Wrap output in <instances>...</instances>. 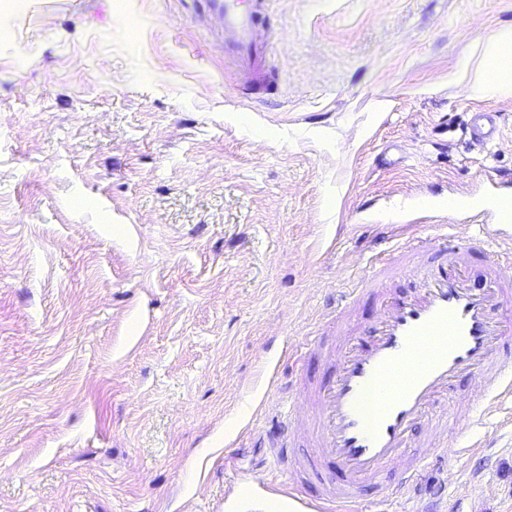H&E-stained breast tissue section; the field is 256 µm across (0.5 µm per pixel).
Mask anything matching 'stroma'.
<instances>
[{
  "label": "stroma",
  "mask_w": 512,
  "mask_h": 512,
  "mask_svg": "<svg viewBox=\"0 0 512 512\" xmlns=\"http://www.w3.org/2000/svg\"><path fill=\"white\" fill-rule=\"evenodd\" d=\"M259 11L247 57L205 0H0V512H278L268 420L327 377L369 225L512 189V98L461 78L512 0ZM503 414L392 512H512Z\"/></svg>",
  "instance_id": "stroma-1"
}]
</instances>
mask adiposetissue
<instances>
[{"label": "adipose tissue", "mask_w": 512, "mask_h": 512, "mask_svg": "<svg viewBox=\"0 0 512 512\" xmlns=\"http://www.w3.org/2000/svg\"><path fill=\"white\" fill-rule=\"evenodd\" d=\"M466 79L471 98L512 96V26L483 40L479 62Z\"/></svg>", "instance_id": "adipose-tissue-1"}]
</instances>
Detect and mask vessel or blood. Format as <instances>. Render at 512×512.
<instances>
[{
	"label": "vessel or blood",
	"mask_w": 512,
	"mask_h": 512,
	"mask_svg": "<svg viewBox=\"0 0 512 512\" xmlns=\"http://www.w3.org/2000/svg\"><path fill=\"white\" fill-rule=\"evenodd\" d=\"M208 3L228 43L252 51L257 9L244 0ZM470 207L487 219L478 231L440 248L424 241L392 247L362 288L338 302L335 342L308 338L314 352L334 362L335 373L313 391H299L297 439L276 451L294 477L315 478L320 486L314 500L287 499L288 512H359L364 488L394 468L398 481L373 502L374 512H387L392 500L419 492L422 460L410 455L411 447L444 451L449 432L476 427L483 410L512 394V326L506 323L512 261L489 257L481 288L470 286L466 266L468 256L492 244L512 245V192L493 191L474 203L456 194L436 211ZM407 275L416 279L411 293L391 296L390 282ZM365 292L377 298L380 313L363 330L351 325L350 316ZM466 377L478 380L471 405L435 419L441 399ZM325 464L341 470L344 481L324 475Z\"/></svg>",
	"instance_id": "vessel-or-blood-1"
}]
</instances>
